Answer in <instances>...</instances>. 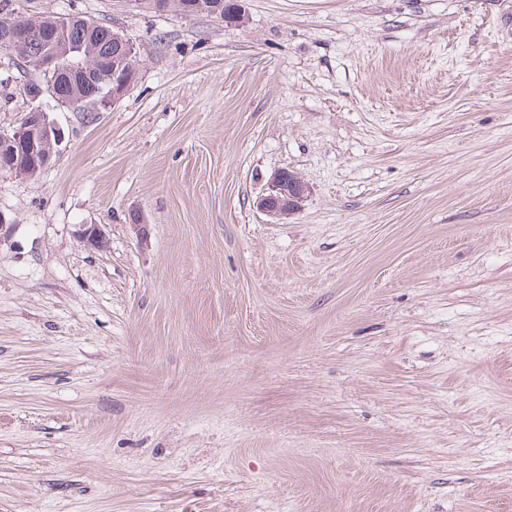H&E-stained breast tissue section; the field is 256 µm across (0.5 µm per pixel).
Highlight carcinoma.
<instances>
[{"mask_svg":"<svg viewBox=\"0 0 512 512\" xmlns=\"http://www.w3.org/2000/svg\"><path fill=\"white\" fill-rule=\"evenodd\" d=\"M69 27H58L62 18L12 16L9 0H0V30L14 26L27 28L28 37L21 45L11 49L16 57V65L21 68L38 69L43 50L50 46L67 55L71 73L53 79V95L58 103L77 102L85 106L93 100L98 74L112 71V66L128 56L133 64H138L137 55L130 54L121 43L118 33L112 27L94 22L93 27L80 24L83 17L74 14Z\"/></svg>","mask_w":512,"mask_h":512,"instance_id":"obj_1","label":"carcinoma"}]
</instances>
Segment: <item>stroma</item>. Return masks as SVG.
Segmentation results:
<instances>
[{
	"label": "stroma",
	"mask_w": 512,
	"mask_h": 512,
	"mask_svg": "<svg viewBox=\"0 0 512 512\" xmlns=\"http://www.w3.org/2000/svg\"><path fill=\"white\" fill-rule=\"evenodd\" d=\"M241 5L11 0L139 71L0 172V512H512V0ZM277 171L267 188V191L256 199V208L264 215L270 218H282L292 214L297 210L304 200L308 191L305 184L297 185L288 181L291 179L297 183H302V178L294 171ZM78 238L88 248L100 249L107 240L105 228L101 224H83L77 231Z\"/></svg>",
	"instance_id": "obj_1"
}]
</instances>
